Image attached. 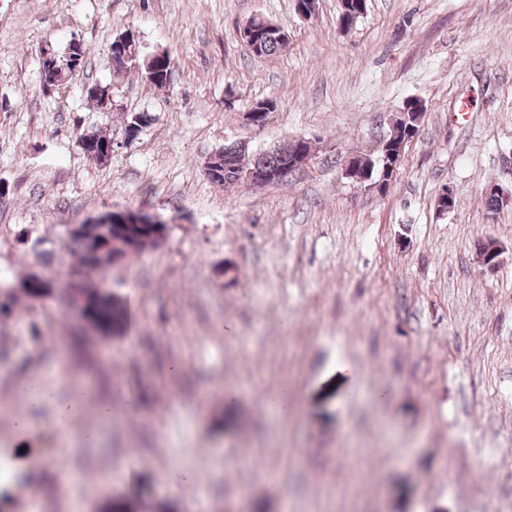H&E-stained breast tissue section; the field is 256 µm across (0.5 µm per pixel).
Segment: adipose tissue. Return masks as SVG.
Listing matches in <instances>:
<instances>
[{
  "label": "adipose tissue",
  "mask_w": 512,
  "mask_h": 512,
  "mask_svg": "<svg viewBox=\"0 0 512 512\" xmlns=\"http://www.w3.org/2000/svg\"><path fill=\"white\" fill-rule=\"evenodd\" d=\"M18 392L30 408L51 407L52 422L60 435V447H69L70 428L80 412L86 388L77 382H66L64 389L45 386L39 378L32 377L19 386Z\"/></svg>",
  "instance_id": "adipose-tissue-1"
}]
</instances>
